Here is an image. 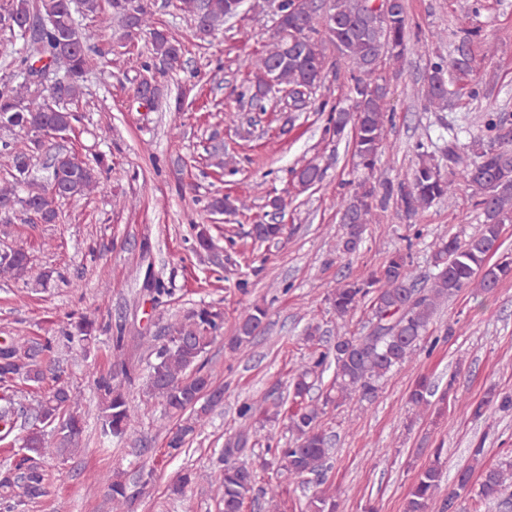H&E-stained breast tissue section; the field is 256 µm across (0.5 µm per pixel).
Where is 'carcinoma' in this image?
<instances>
[{
	"mask_svg": "<svg viewBox=\"0 0 512 512\" xmlns=\"http://www.w3.org/2000/svg\"><path fill=\"white\" fill-rule=\"evenodd\" d=\"M373 0H273L275 26L272 41L253 63L254 80L246 87L253 109L265 112L277 107L282 112H305L321 87L327 64V49L336 51V62L346 65L350 90L355 94L354 111L323 102L319 111L328 112L325 133L336 141L351 137L354 164L373 171L387 140L391 125L386 65H398L409 42L406 0H380V8L369 7ZM243 0H181L180 9L189 14L196 34L207 36L236 17ZM90 19L92 26L106 28L118 20L130 35L146 33L151 48L139 53V80L135 93L148 105L163 96L166 77L179 65L183 44L159 27L153 0H7L0 5V28L21 38L27 54L11 64L18 71L37 72L44 68L58 79L56 90L46 97L32 89L34 80H0V130L15 134L0 142V155L7 158L5 179L0 181V209H15L33 224H55L60 205L71 198L86 197L102 188L105 159L69 160L59 156L48 172L49 180L38 185L30 180L29 168L43 146L40 133H65L74 129L80 115L68 108L83 94L84 83L105 52L96 47L95 33L79 27L75 14ZM482 38L479 28L464 30L452 56H436L424 77L423 98L429 112H444L452 100L463 95L479 96L473 77L481 62ZM481 134L473 137L468 151L461 150L458 134L446 127L441 155L429 151L423 141L415 145L411 178L393 183L362 181L340 197L345 233L336 251H356L367 228L375 223L376 208L392 203L410 220L433 205L453 203L458 187L451 178L463 170L474 207L483 217L479 231L467 239L439 235L433 239L432 260L436 273L430 284L418 282L411 268L414 241L423 232L416 228L406 236L405 249L393 253L379 270L365 278L343 280L331 293L336 318L344 321L358 306L369 303L372 312L365 333L338 335L333 350L321 348L320 326L309 324L305 340L310 344L306 361L289 381L288 399L268 391L242 401L237 417L242 426L235 440L227 442L218 458V474L207 476L213 498L222 512H244L247 501L257 492L267 512H281L278 487L258 485L254 471L237 463L249 443L255 417L276 424L287 422L293 443L280 448L267 445L268 467L290 479L316 477L324 488L309 497L304 512H339L336 488L325 484L330 468V435L324 417L346 404L372 402L379 383L393 368L413 361L422 350L425 335L439 306L465 288L493 293L512 279V255L495 258L502 247V232L512 224V137L507 134V117L499 112L482 113ZM319 165L307 163L291 170L292 187L308 191L323 180ZM248 210L250 205L237 197H217L210 203L214 214ZM256 241L276 242L284 234L282 224H255ZM30 269V256L22 247H9L0 255V278L21 280ZM268 315L261 304L243 316L236 336L227 344L235 355L258 333ZM74 332L64 333L71 342L90 345L96 339L95 321L82 315L71 322ZM224 328V312L212 305L187 311L164 327L162 339L140 343L153 360L149 363L145 393L158 399L165 414L177 419L167 432L169 454L186 451L198 426L224 399V389L214 385L206 370L210 346ZM49 339H5L0 342V431L7 438L14 429L23 430L12 458L0 464V512H21L47 493L50 460H66L77 452L82 433L75 397L59 378L53 379L36 399L32 411L15 408L7 391L23 382L40 387L46 382L44 362L54 354ZM333 370L330 386L317 394L324 374ZM100 400L101 436L107 441L125 437L137 415L123 386L112 373L93 375ZM438 387L426 376L419 377L408 395L410 406L421 414L433 406ZM512 408V393L489 391L481 400L465 404L474 418L491 406ZM485 448L478 443L470 449L467 464L458 469L455 483L441 493L443 449L436 448L433 459L416 474L404 503V512H462L467 500L493 501L512 486V460L494 467L484 466ZM481 481L472 482L475 470ZM198 475L185 470L169 486V496L178 498ZM93 481L110 491L112 512H130L136 493L121 473L99 474Z\"/></svg>",
	"mask_w": 512,
	"mask_h": 512,
	"instance_id": "1",
	"label": "carcinoma"
}]
</instances>
